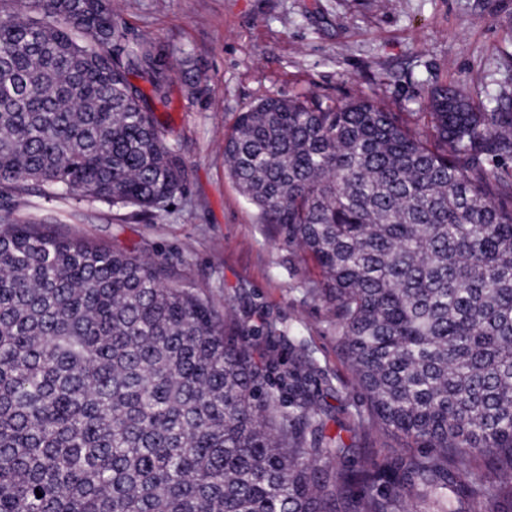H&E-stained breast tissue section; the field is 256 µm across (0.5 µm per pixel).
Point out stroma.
Here are the masks:
<instances>
[{
  "label": "stroma",
  "instance_id": "obj_1",
  "mask_svg": "<svg viewBox=\"0 0 512 512\" xmlns=\"http://www.w3.org/2000/svg\"><path fill=\"white\" fill-rule=\"evenodd\" d=\"M114 9L126 42L154 38L203 78L191 101L173 80V109L158 114L189 163L187 186L155 214L39 206L73 234L166 259L233 309L251 342L275 337L281 361L297 353L289 338H301L316 366L309 394L339 391L334 413L350 422L364 403L336 347L333 307L306 292L319 271L259 223L226 171L221 138L259 98L307 91L365 96L412 124L428 90L462 84L486 111L512 113V0H114Z\"/></svg>",
  "mask_w": 512,
  "mask_h": 512
}]
</instances>
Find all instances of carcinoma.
Returning a JSON list of instances; mask_svg holds the SVG:
<instances>
[{"mask_svg": "<svg viewBox=\"0 0 512 512\" xmlns=\"http://www.w3.org/2000/svg\"><path fill=\"white\" fill-rule=\"evenodd\" d=\"M175 69L101 0H0V512H512V113L464 87L414 126L266 96L224 134L259 222L322 274L367 405L344 426L305 395L310 360L256 357L172 265L20 209L35 186L168 206Z\"/></svg>", "mask_w": 512, "mask_h": 512, "instance_id": "carcinoma-1", "label": "carcinoma"}]
</instances>
